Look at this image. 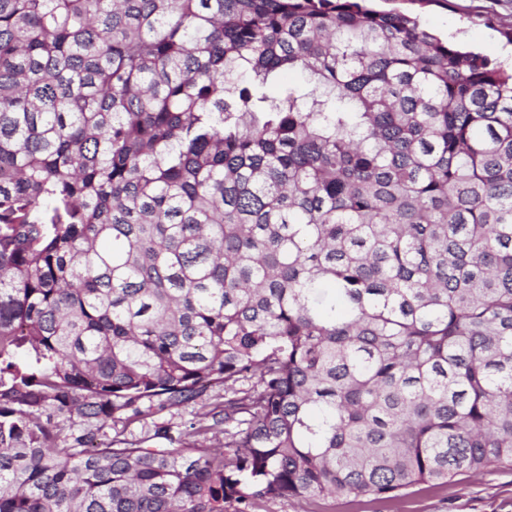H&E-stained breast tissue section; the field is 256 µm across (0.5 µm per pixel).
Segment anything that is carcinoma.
<instances>
[{"mask_svg": "<svg viewBox=\"0 0 512 512\" xmlns=\"http://www.w3.org/2000/svg\"><path fill=\"white\" fill-rule=\"evenodd\" d=\"M503 465L512 70L365 0H0V512ZM202 403L191 404L185 408L172 409L170 411H164L160 414L149 415L144 419L132 423L128 422H109L103 429L108 435L112 436L115 431H124V434L128 437L140 438L145 433L153 428L155 423H164L171 427L172 434L176 435L180 431L189 429L190 424L201 421L202 425L208 424V420L201 418V414L206 412L208 408L202 407Z\"/></svg>", "mask_w": 512, "mask_h": 512, "instance_id": "carcinoma-1", "label": "carcinoma"}]
</instances>
